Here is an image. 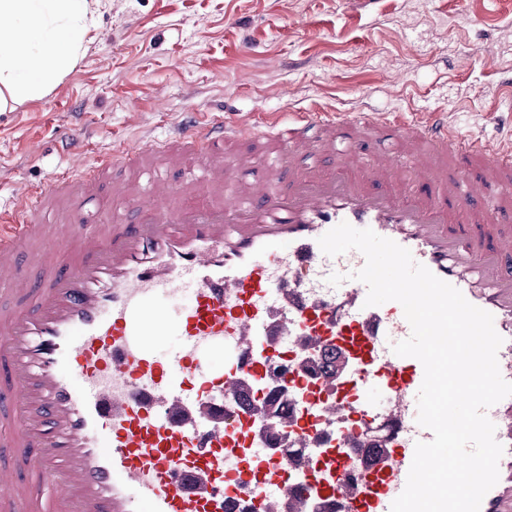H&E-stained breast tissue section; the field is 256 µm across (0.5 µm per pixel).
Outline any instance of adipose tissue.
<instances>
[{
  "label": "adipose tissue",
  "mask_w": 512,
  "mask_h": 512,
  "mask_svg": "<svg viewBox=\"0 0 512 512\" xmlns=\"http://www.w3.org/2000/svg\"><path fill=\"white\" fill-rule=\"evenodd\" d=\"M87 0H0V108L54 87L77 60Z\"/></svg>",
  "instance_id": "ef3b65f1"
}]
</instances>
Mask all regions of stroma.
Wrapping results in <instances>:
<instances>
[{
    "label": "stroma",
    "mask_w": 512,
    "mask_h": 512,
    "mask_svg": "<svg viewBox=\"0 0 512 512\" xmlns=\"http://www.w3.org/2000/svg\"><path fill=\"white\" fill-rule=\"evenodd\" d=\"M89 30L47 93L0 112V211L119 144L164 140L190 113L256 123L320 103L413 117L447 113L512 138V0H88ZM483 18L475 26L474 18ZM81 134L83 155L68 135ZM113 169L88 205L134 223Z\"/></svg>",
    "instance_id": "stroma-1"
}]
</instances>
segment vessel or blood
<instances>
[{
  "mask_svg": "<svg viewBox=\"0 0 512 512\" xmlns=\"http://www.w3.org/2000/svg\"><path fill=\"white\" fill-rule=\"evenodd\" d=\"M365 127L378 137L364 166ZM412 140L482 173L421 162L415 196L387 190ZM144 152L195 158L186 186L204 205L164 207L157 179L133 201L136 223L83 218L100 176ZM144 152L118 146L0 214V290L19 300L0 308V446L16 460L0 465V512L20 500L28 512H391L416 443L433 438L417 422L424 369L392 351L411 334L402 306H365L364 255L331 257L318 240L346 222L408 249L492 315L512 383V227L448 222L477 202L512 210V142L490 145L443 112L312 106L251 126L190 119ZM318 154L335 172L287 178ZM59 193L79 221L52 228L39 216ZM37 236L40 274L20 278ZM171 334L180 345L160 350ZM485 414L504 453L480 512H512V396ZM242 477L253 495L229 493Z\"/></svg>",
  "mask_w": 512,
  "mask_h": 512,
  "instance_id": "b4317fda",
  "label": "vessel or blood"
}]
</instances>
